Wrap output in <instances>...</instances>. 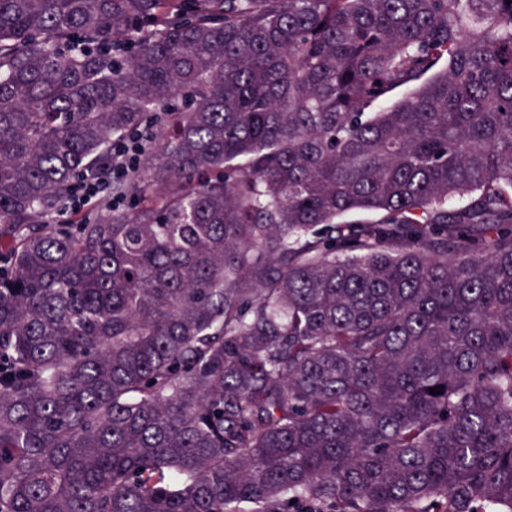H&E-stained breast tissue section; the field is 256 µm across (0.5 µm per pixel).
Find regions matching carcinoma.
Instances as JSON below:
<instances>
[{
    "mask_svg": "<svg viewBox=\"0 0 512 512\" xmlns=\"http://www.w3.org/2000/svg\"><path fill=\"white\" fill-rule=\"evenodd\" d=\"M1 261L0 512H512V2L0 0ZM146 139L138 135L134 138L122 140L113 145L112 151L118 157L119 164L112 169L113 179H122L130 168L138 161L143 153V145ZM105 193L104 182L97 176L82 179L76 185L67 201V208L73 214L80 213L94 198Z\"/></svg>",
    "mask_w": 512,
    "mask_h": 512,
    "instance_id": "1",
    "label": "carcinoma"
}]
</instances>
